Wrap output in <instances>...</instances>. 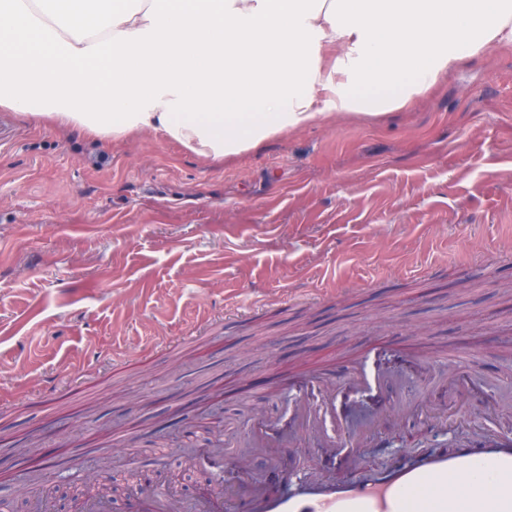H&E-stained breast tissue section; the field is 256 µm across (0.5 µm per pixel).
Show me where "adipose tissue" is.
Listing matches in <instances>:
<instances>
[{"instance_id":"adipose-tissue-1","label":"adipose tissue","mask_w":512,"mask_h":512,"mask_svg":"<svg viewBox=\"0 0 512 512\" xmlns=\"http://www.w3.org/2000/svg\"><path fill=\"white\" fill-rule=\"evenodd\" d=\"M512 45V0H0V107L221 160L419 99Z\"/></svg>"}]
</instances>
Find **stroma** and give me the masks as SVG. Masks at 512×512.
<instances>
[{
  "label": "stroma",
  "instance_id": "stroma-1",
  "mask_svg": "<svg viewBox=\"0 0 512 512\" xmlns=\"http://www.w3.org/2000/svg\"><path fill=\"white\" fill-rule=\"evenodd\" d=\"M512 47L472 57L412 105L320 120L205 163L154 134L96 142L0 109V503L60 501L106 456L141 490L224 434L267 483L326 449L253 448L283 419L278 372L344 382L369 344L406 382L381 416L343 399L387 472L512 430ZM431 365L413 364L412 353ZM463 384L450 390L449 371Z\"/></svg>",
  "mask_w": 512,
  "mask_h": 512
}]
</instances>
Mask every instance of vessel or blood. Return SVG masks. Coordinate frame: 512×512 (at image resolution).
Masks as SVG:
<instances>
[{
    "label": "vessel or blood",
    "mask_w": 512,
    "mask_h": 512,
    "mask_svg": "<svg viewBox=\"0 0 512 512\" xmlns=\"http://www.w3.org/2000/svg\"><path fill=\"white\" fill-rule=\"evenodd\" d=\"M397 383L396 376L373 364L356 369L349 381L352 387L379 393ZM299 384L318 390L320 400H297L291 433L276 421L262 419L252 432L255 447L296 449L310 441L319 448L354 454L363 432H351L342 439L326 430V418L334 412L335 381L315 372ZM459 478L472 490L471 512H485L483 498L488 494L495 503L492 512H512V436L494 435L480 448L430 453L383 480H368L358 469L347 479H330L310 467L302 473L283 471L276 484H251L247 492L253 512H454L448 482ZM141 497L143 512H186L179 498L162 492L146 488Z\"/></svg>",
    "instance_id": "vessel-or-blood-1"
}]
</instances>
